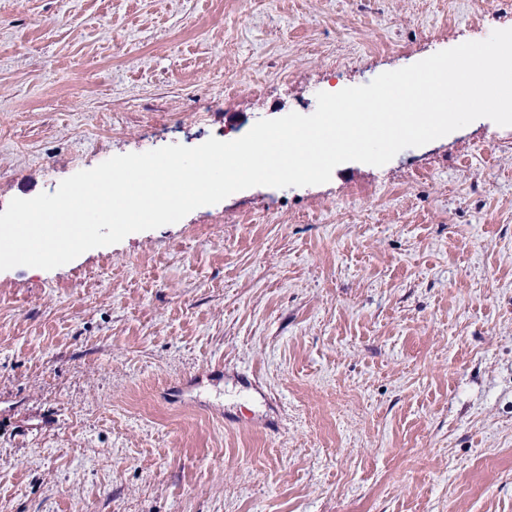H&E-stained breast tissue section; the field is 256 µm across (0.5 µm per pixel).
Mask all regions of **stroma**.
Listing matches in <instances>:
<instances>
[{
	"label": "stroma",
	"instance_id": "obj_1",
	"mask_svg": "<svg viewBox=\"0 0 512 512\" xmlns=\"http://www.w3.org/2000/svg\"><path fill=\"white\" fill-rule=\"evenodd\" d=\"M494 7L0 0V209L312 114ZM0 512H512V126L0 271Z\"/></svg>",
	"mask_w": 512,
	"mask_h": 512
}]
</instances>
